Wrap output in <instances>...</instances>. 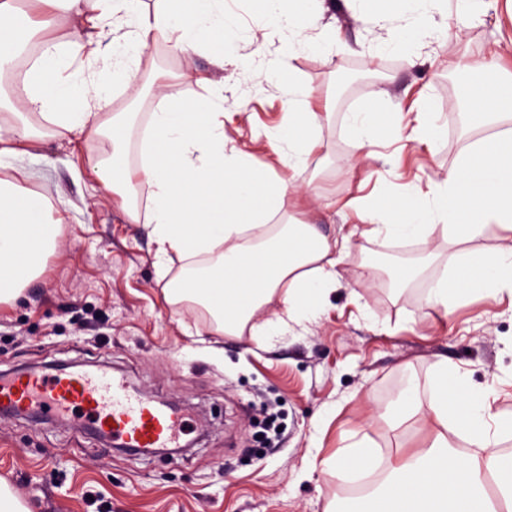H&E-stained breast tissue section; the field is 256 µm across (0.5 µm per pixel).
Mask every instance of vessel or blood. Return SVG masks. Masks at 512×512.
<instances>
[{
    "label": "vessel or blood",
    "instance_id": "1",
    "mask_svg": "<svg viewBox=\"0 0 512 512\" xmlns=\"http://www.w3.org/2000/svg\"><path fill=\"white\" fill-rule=\"evenodd\" d=\"M33 410L48 422L77 416L80 429L111 436L130 449L176 447L184 427L178 407L143 398L112 374L1 373L0 417Z\"/></svg>",
    "mask_w": 512,
    "mask_h": 512
}]
</instances>
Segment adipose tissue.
Wrapping results in <instances>:
<instances>
[{
  "mask_svg": "<svg viewBox=\"0 0 512 512\" xmlns=\"http://www.w3.org/2000/svg\"><path fill=\"white\" fill-rule=\"evenodd\" d=\"M279 0H267L266 13L255 21L257 31L276 24L288 28V53L309 47L307 29L315 14L289 0L279 12ZM140 0H29L31 16L19 24L16 0H0V69L9 67L13 53L32 43L38 55L19 86L0 87V111L12 121L0 125V157L33 154L41 136L26 123L39 114L55 136L94 137L108 133L112 151L98 159L92 171L103 189L127 204L130 223L149 227L158 259L176 254L193 261L205 257L196 275L168 282L166 299L203 308L218 331L238 336L256 314L273 300L282 312L268 320L263 333L276 336L302 325L316 297L334 290L336 265L349 248L350 236L331 240L310 223L292 221L272 235L263 229L282 211L288 193H302L295 174L307 168L321 125L318 112L305 106L307 93L289 84L284 123L267 136L265 148L273 164L257 167L250 152L228 144L224 137V92L189 102L165 94L153 112L142 139L139 165H132L126 138L132 121L128 112L99 119L101 86L72 77L52 86L47 78L64 60L83 55L78 32L56 34L61 17L78 18L84 28L125 24L130 33L114 44L112 68L131 79L150 43L166 40L176 51L209 54L224 63V46L215 34L231 36L236 24L224 14V0H156L153 11H141ZM85 103L81 112H64L60 103L71 97ZM473 114L480 124L512 120V78L474 79L470 88ZM394 127L387 113L367 106L351 113L346 130L356 147L374 145ZM146 184L145 206L134 204L136 183ZM41 198L25 193L18 180L0 179V303L15 300L26 281L42 268L48 247L62 233L61 221L46 218ZM409 223H400L386 207L367 204L362 219L376 237L428 238L441 233L470 241L494 235L496 244L475 257L464 258L458 269L435 279L424 303L432 309L450 306L471 293L487 298L512 296V130L473 142L439 183L408 199ZM36 250H29V243ZM423 417L435 435L422 452L402 460L387 474L386 496L378 512H512V466L504 464L497 448L512 436V415L494 410L490 398L470 388L447 362L435 368L428 397L405 393L397 400L388 422L396 428ZM467 449L451 450L453 440Z\"/></svg>",
  "mask_w": 512,
  "mask_h": 512,
  "instance_id": "obj_1",
  "label": "adipose tissue"
}]
</instances>
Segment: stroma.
Instances as JSON below:
<instances>
[{"instance_id":"1","label":"stroma","mask_w":512,"mask_h":512,"mask_svg":"<svg viewBox=\"0 0 512 512\" xmlns=\"http://www.w3.org/2000/svg\"><path fill=\"white\" fill-rule=\"evenodd\" d=\"M327 2L310 31L311 48L287 71L272 66L288 51L281 32L254 31L263 0H224L239 34L223 66L159 41L134 80L116 82L111 69L96 70L110 111L136 115L127 142L134 164L160 85H175L193 101L223 81L224 134L237 144L265 139L281 122L285 82L307 87L322 121L313 161L295 180L313 195H288L284 212L331 239L351 234L352 243L336 266L338 289L314 302L315 317L304 326L279 336H225L203 312L169 304L164 287L186 263L174 255L158 270L148 228L129 223L120 199L101 190L92 165L110 150L106 138L68 142L48 134L39 156L0 159V178L27 171L25 191L65 220L41 274L16 301L0 304V371L104 366L146 395L182 406L188 419L184 452L144 455L76 432L71 419L0 418V477L28 512H325L331 504L354 512L358 494L324 465L364 436L386 465L424 448L433 437L428 422L392 432L381 415L408 386L427 391L436 362L460 368L472 388L497 387L496 408L512 412V301L472 294L448 314L424 303L434 279L494 238H376L364 234L354 209L360 199L401 208L485 137V130L460 128L459 119L475 77H503L490 61L497 51L512 58V16L504 0H486L478 13L457 0H408L381 20L359 0ZM410 24L437 35L409 56L387 49L393 32ZM369 102L407 121L364 158L346 122ZM419 112L436 113L435 139L413 138ZM374 253L419 255L423 263L394 288L371 276ZM263 408L281 416L283 429L256 453Z\"/></svg>"}]
</instances>
